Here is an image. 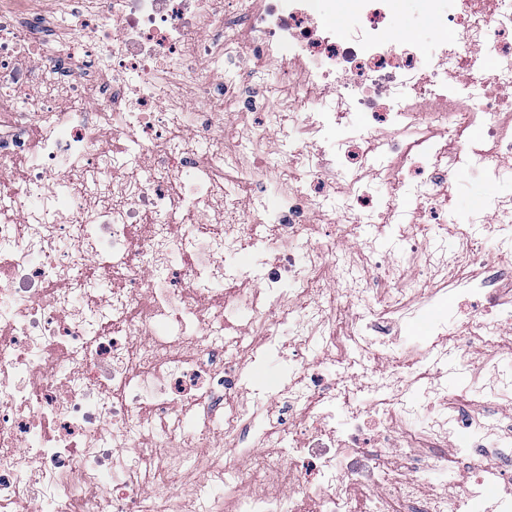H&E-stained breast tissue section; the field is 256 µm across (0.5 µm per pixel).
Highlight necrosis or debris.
<instances>
[{
  "label": "necrosis or debris",
  "mask_w": 512,
  "mask_h": 512,
  "mask_svg": "<svg viewBox=\"0 0 512 512\" xmlns=\"http://www.w3.org/2000/svg\"><path fill=\"white\" fill-rule=\"evenodd\" d=\"M33 2L0 0V512H209L228 487L234 512L284 489L290 512H512V263L478 257L512 250V198L433 234L451 180L512 164V0H423L453 32L432 62L391 0ZM375 180L399 197L370 204ZM451 295L468 321L414 364L404 329ZM451 364L481 391L449 395ZM257 365L291 378L270 395Z\"/></svg>",
  "instance_id": "obj_1"
}]
</instances>
